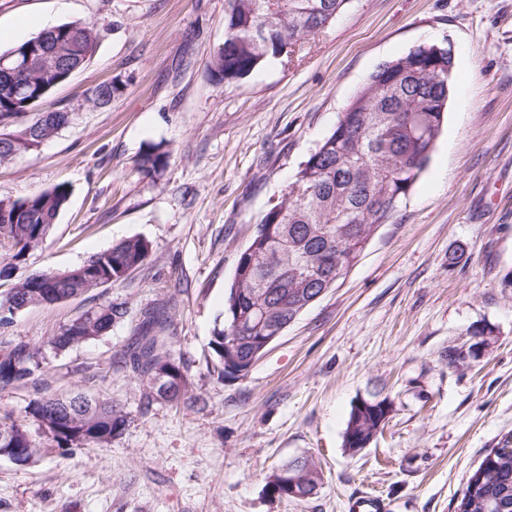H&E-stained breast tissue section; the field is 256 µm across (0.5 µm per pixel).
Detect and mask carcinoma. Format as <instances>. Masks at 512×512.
Instances as JSON below:
<instances>
[{
  "mask_svg": "<svg viewBox=\"0 0 512 512\" xmlns=\"http://www.w3.org/2000/svg\"><path fill=\"white\" fill-rule=\"evenodd\" d=\"M347 0H227L224 45L208 62L209 80L219 86L236 83L261 67L285 62L295 46L331 25ZM55 40L83 39L94 53L98 33L93 26L70 22L51 27ZM454 76L450 48L430 43L380 65L350 98L335 128L301 162L288 191L268 208L256 224L248 246L239 255L224 296V327L210 342L220 380L238 378L253 351L282 335L308 307L335 287L360 260L373 236L390 221L427 167L441 134ZM23 114L21 103L10 99L0 75V124ZM34 121L7 134L0 133V156L9 138L43 137ZM169 152L160 144L137 160L145 174L167 166ZM71 189L59 184L31 197L0 199V239L20 259L43 242L52 221L67 205ZM23 211L15 224L11 215ZM152 251L149 241L132 237L91 256L86 265L100 284L116 285L141 267ZM87 289L70 276L39 275L17 282L8 303L18 308L34 294L58 303L79 297ZM122 303L90 309L65 325L42 346L16 343L0 351V390L29 381L42 370L46 351L65 352L105 335L125 317ZM166 306L142 313L141 334L128 353L129 363L144 390L146 404L155 401L156 378L168 394L162 401L177 404L189 393L187 375L165 335ZM239 337L232 352H224L226 335ZM386 398H363L352 404L342 447L350 454L364 447L386 425ZM27 413L44 425L57 447L102 448L124 430L128 413L118 404L81 393L71 397H40ZM35 445L24 426L0 418V452L28 460ZM298 477L301 498L317 494L322 471L312 458L286 463ZM457 512H512V441L492 449L467 480Z\"/></svg>",
  "mask_w": 512,
  "mask_h": 512,
  "instance_id": "cac0c4a2",
  "label": "carcinoma"
}]
</instances>
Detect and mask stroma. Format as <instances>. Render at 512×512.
Masks as SVG:
<instances>
[{"label": "stroma", "instance_id": "obj_1", "mask_svg": "<svg viewBox=\"0 0 512 512\" xmlns=\"http://www.w3.org/2000/svg\"><path fill=\"white\" fill-rule=\"evenodd\" d=\"M225 0H0V52L44 21L93 25L94 56L40 110L68 123L35 152L0 164V199L54 185L72 194L47 238L21 259L0 246V299L18 281L82 265L131 237L153 246L117 285L32 305L0 325V348L43 344L108 302L125 317L95 340L47 352L42 382L0 391L35 456H0V512H346L380 496L388 512H456L484 456L512 437V0H348L335 22L223 86L207 73L224 42ZM423 43L450 47L443 131L409 196L361 260L275 340L246 377L218 380L210 340L239 254L298 164L330 133L382 63ZM119 91L106 108L88 92ZM165 170L137 167L151 144ZM465 256L448 258L457 248ZM167 305L168 334L201 403L143 404L123 358L142 309ZM493 328L478 362L449 366L471 327ZM82 391L129 422L104 448L64 453L27 413L42 396ZM393 410L382 437L348 454L354 401ZM315 458L318 494L279 499L266 481Z\"/></svg>", "mask_w": 512, "mask_h": 512}]
</instances>
